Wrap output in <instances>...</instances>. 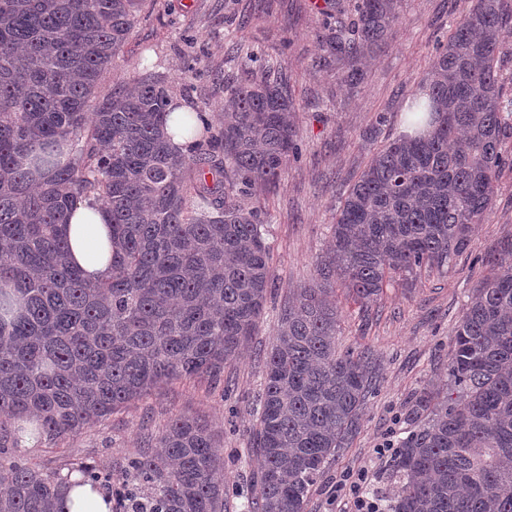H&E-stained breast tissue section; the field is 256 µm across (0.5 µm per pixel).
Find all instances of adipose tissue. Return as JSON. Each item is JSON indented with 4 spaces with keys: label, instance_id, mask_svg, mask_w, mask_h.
Instances as JSON below:
<instances>
[{
    "label": "adipose tissue",
    "instance_id": "obj_1",
    "mask_svg": "<svg viewBox=\"0 0 512 512\" xmlns=\"http://www.w3.org/2000/svg\"><path fill=\"white\" fill-rule=\"evenodd\" d=\"M64 232L70 260L91 281L105 279L112 270V224L108 210L100 204L80 202Z\"/></svg>",
    "mask_w": 512,
    "mask_h": 512
}]
</instances>
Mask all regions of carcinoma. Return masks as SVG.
Returning <instances> with one entry per match:
<instances>
[{
	"mask_svg": "<svg viewBox=\"0 0 512 512\" xmlns=\"http://www.w3.org/2000/svg\"><path fill=\"white\" fill-rule=\"evenodd\" d=\"M139 2L0 0V512H65L67 484L112 490V512H227L223 448L197 418H175L157 451L146 437L117 489L94 461L44 471L15 454L30 428L76 434L167 381L220 373L271 289L265 220L241 200L296 154L292 102L268 74L226 85L222 122L195 111L182 155L165 132L175 110L165 78L92 102ZM327 2L318 65L342 61L353 80L400 0H355L349 11ZM507 18L508 0H473L410 102L429 129L372 158L336 211L318 278L282 310L243 512H304L359 429L373 357L338 351V289L368 304L396 276L413 284L463 252L490 208L512 130L496 69ZM85 200L108 208L117 247L96 283L71 264L62 232ZM487 263L496 273L454 338L458 395H420L390 512H512V242Z\"/></svg>",
	"mask_w": 512,
	"mask_h": 512,
	"instance_id": "1",
	"label": "carcinoma"
}]
</instances>
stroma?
<instances>
[{
	"label": "stroma",
	"mask_w": 512,
	"mask_h": 512,
	"mask_svg": "<svg viewBox=\"0 0 512 512\" xmlns=\"http://www.w3.org/2000/svg\"><path fill=\"white\" fill-rule=\"evenodd\" d=\"M470 5V0H401L397 23L351 84L341 66L313 65L324 22L316 0H142L130 37L95 98L133 76L156 73L167 80L174 103L203 109L214 121L224 106L225 83L246 75L234 49L254 52L259 64L283 68L298 154L278 181L244 201L267 221L272 292L255 335L218 376L168 382L77 435L41 438L25 451L31 461L48 471L67 460L95 461L111 468L117 484L123 476L118 462L143 448L147 434H160L176 416H194L208 423L223 446L230 512H242L255 469L246 448L281 310L316 277L342 197L372 157L402 135L410 99ZM501 154L505 163L496 197L467 248L448 267L422 269L410 288L394 280L367 305L340 294L338 347L371 352L377 379L357 435L326 466L305 512H352L354 494L336 490L346 474H367L368 496L387 502L395 456L379 455L378 449L409 434L407 413L421 392L449 385L454 337L474 289L490 273L486 258L512 240V135L503 137Z\"/></svg>",
	"instance_id": "obj_1"
}]
</instances>
